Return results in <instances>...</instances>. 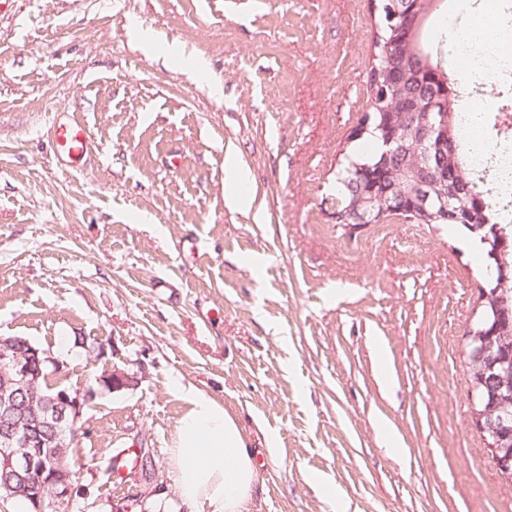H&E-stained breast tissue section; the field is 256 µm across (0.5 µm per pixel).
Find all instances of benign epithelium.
<instances>
[{
  "label": "benign epithelium",
  "mask_w": 512,
  "mask_h": 512,
  "mask_svg": "<svg viewBox=\"0 0 512 512\" xmlns=\"http://www.w3.org/2000/svg\"><path fill=\"white\" fill-rule=\"evenodd\" d=\"M426 3L416 0H391L386 5L391 20L396 22L395 35L410 37L408 25L415 23ZM422 147L418 164L427 162L434 150H453L444 140L441 128L427 121L417 128ZM359 223L380 224L402 217L403 210L377 200L372 186H367L357 202ZM477 359L482 364L481 380L487 391L484 409L473 417L476 428L495 441L512 433V419L495 409L499 386L512 379V356L503 357L487 344L486 336H477ZM24 358L0 351V488L9 496L32 503L34 512H46L69 500L73 482L67 461V448L77 439L78 422L85 406L97 396L93 388H63L50 396H39L38 405L21 400L37 393L41 370L34 369L45 362L58 373L62 362L50 352L30 343ZM134 377L115 370L101 384L107 389L127 388Z\"/></svg>",
  "instance_id": "benign-epithelium-1"
}]
</instances>
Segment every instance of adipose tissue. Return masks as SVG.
I'll return each mask as SVG.
<instances>
[{"instance_id": "adipose-tissue-1", "label": "adipose tissue", "mask_w": 512, "mask_h": 512, "mask_svg": "<svg viewBox=\"0 0 512 512\" xmlns=\"http://www.w3.org/2000/svg\"><path fill=\"white\" fill-rule=\"evenodd\" d=\"M185 409L175 430L177 490L189 512H249L259 481L255 456L223 404L181 388Z\"/></svg>"}]
</instances>
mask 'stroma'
Listing matches in <instances>:
<instances>
[{
    "mask_svg": "<svg viewBox=\"0 0 512 512\" xmlns=\"http://www.w3.org/2000/svg\"><path fill=\"white\" fill-rule=\"evenodd\" d=\"M378 2L16 0L0 19V336L73 339L48 381L97 390L59 512H182L178 382L254 448L251 512L512 506L468 400L481 256L441 224L330 217ZM59 116L96 146L73 166ZM230 153L247 211L225 198ZM115 370L137 385L100 388Z\"/></svg>",
    "mask_w": 512,
    "mask_h": 512,
    "instance_id": "35a3bbf8",
    "label": "stroma"
}]
</instances>
